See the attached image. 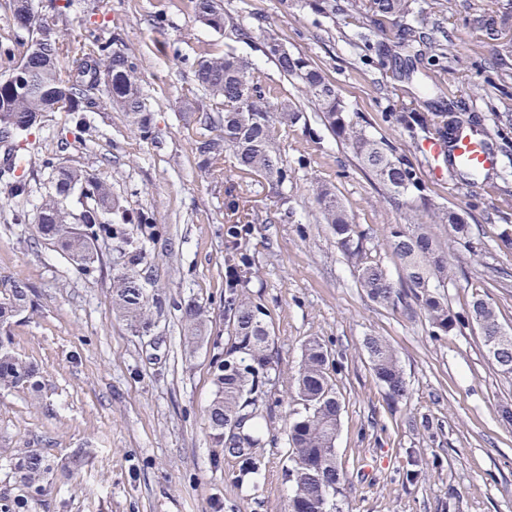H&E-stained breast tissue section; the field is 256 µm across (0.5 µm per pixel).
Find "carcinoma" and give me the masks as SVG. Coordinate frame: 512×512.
<instances>
[{
    "mask_svg": "<svg viewBox=\"0 0 512 512\" xmlns=\"http://www.w3.org/2000/svg\"><path fill=\"white\" fill-rule=\"evenodd\" d=\"M416 0H365L363 6L371 16L398 17L416 20ZM190 8L198 22L215 31L224 29L226 17L219 0H190ZM14 23L33 33L24 57L15 60L8 48H0V126L26 139L43 124L50 113L65 116L79 138L90 139L94 129L86 113L99 107L93 90L101 83L85 77L86 62L92 70L108 81L101 84L111 105L125 112L130 125L144 138L152 135L149 109L139 88L140 62L127 53L111 49L97 30L88 28L73 46L56 28L55 20L34 15L32 0H11ZM509 15H479L474 24L490 41H498L509 25ZM405 48L415 58L444 56L443 44L433 33L407 28ZM264 52L280 71L302 85L306 97L317 107L323 125L352 149L355 157L394 200L407 198L421 187L413 170L396 158L383 140L368 137L345 117V108L336 85L312 62L296 55L273 34L263 42ZM198 86L209 99L218 104L219 114L213 116L197 107L196 122L207 134L196 141L195 151L202 157V166L209 172L221 171L224 155L230 153L237 169L244 175L266 179L279 190L288 184L291 173L275 148V136L297 124L298 110L288 104L273 102L274 91L261 83L243 58L232 52L213 53L202 46L191 63ZM455 123L451 112L415 110L406 123L409 135L416 129L436 127L449 134ZM39 164L52 173V191L37 207L34 223L39 237L63 254L75 269L92 275L100 262L99 241L109 239L119 245L128 244L124 225L130 223L126 210L112 194L108 180L83 169L51 158L21 154L15 161L0 166V185L4 198L20 200L28 196L29 183L16 175L19 166ZM79 190L77 211L64 208L63 200ZM316 202L324 223L336 236L339 246L355 253V225L327 185L316 190ZM459 239L470 234V225L448 212L439 217ZM244 225L233 224L226 229L229 246L224 256V312L232 322L231 344L224 359L217 362L216 391L207 411L208 427L215 438L224 441V430L238 429V434L225 451L243 459L242 471L255 474L260 459L255 449L261 444L253 420L257 417L259 400L265 396L271 365L267 314L258 304L248 300L242 287L241 270L251 268V261L240 246ZM391 247L403 269L400 285H395L385 270L375 264L363 266L358 282L368 296L383 305L405 304L411 299L423 310L437 333H448L455 319L448 309V300L433 288L448 280V255L435 243L423 225L399 226L391 231ZM147 262V252L137 248L127 253V261L112 277V306L135 329L150 325V300L137 268ZM30 307L29 286L20 280L0 291V327ZM183 318L194 329L205 324V310L197 304L182 308ZM469 316L480 330L483 345L496 354L488 359L503 374H512V333L503 334L496 309L476 298L469 307ZM363 347L378 382L392 398L403 397L407 386L398 357L379 336H368ZM328 349L317 339L304 345L303 362L296 377V388L305 407V414L289 423L286 431L291 448L293 494L288 512H315L326 505L329 512H344L341 494L346 474L339 467L335 442L340 427L342 402L330 382ZM27 388L39 392L35 369L16 356L0 341V388ZM15 470L20 473L26 493L0 498V512H27L28 497L42 491V483L51 471L45 457L26 450L18 457Z\"/></svg>",
    "mask_w": 512,
    "mask_h": 512,
    "instance_id": "1",
    "label": "carcinoma"
}]
</instances>
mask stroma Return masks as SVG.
Here are the masks:
<instances>
[{"instance_id": "stroma-1", "label": "stroma", "mask_w": 512, "mask_h": 512, "mask_svg": "<svg viewBox=\"0 0 512 512\" xmlns=\"http://www.w3.org/2000/svg\"><path fill=\"white\" fill-rule=\"evenodd\" d=\"M316 0H223L230 17L258 12L262 31L277 34L289 51L305 55L336 85L348 117L368 136L386 141L415 171L423 195L406 203L360 166L318 118L297 81L264 53L261 33L240 36L196 21L187 0H33L54 14L66 37L97 29L113 50L137 56L140 84L152 115L154 140L144 139L125 113L101 102L88 113L92 140L79 142L60 115H49L28 137L32 153L55 157L105 177L129 210L153 214L152 263L142 274L154 300L148 331L127 325L112 308V275L121 259L102 243L100 273L85 276L38 236L33 217L52 189L49 170L24 172L27 201L0 196V285L20 279L32 288V306L0 329L16 356L39 372L41 392L0 391V494H15L12 465L20 449L36 448L54 473L28 512H287L292 483L285 430L303 413L293 385L307 340L330 351L329 372L342 400L335 443L347 473L349 512H512V375L496 370L468 316L473 299L497 309L512 332V27L491 41L473 16L512 14V0H418L447 38L439 60H411L401 45L403 23L371 18L336 0V11ZM165 22L154 25L156 14ZM233 51L278 101L302 118L277 135L275 146L292 172L283 194L267 181L239 177L232 156L224 174L198 167L202 134L187 105L209 100L185 58L202 45ZM432 102L468 116L498 165L478 181L443 166L429 177L425 132L409 137L403 109ZM330 185L359 233L349 254L324 224L315 201ZM253 216L244 238L252 257L244 295L260 304L273 331L272 367L258 408L263 446L259 473L241 475L239 458L215 443L206 410L213 373L229 342L224 317L225 231L236 217L230 197ZM26 212V223L13 219ZM459 214L470 238L452 241L437 217ZM427 225L448 255L450 276L441 295L455 327L434 335L419 306H383L358 282L366 264H379L392 282L403 277L390 244L393 227ZM209 312L205 333L190 339L181 304ZM379 336L395 350L408 394L391 400L376 380L362 343ZM86 449L80 466L69 462ZM428 465L424 479L408 474L414 461Z\"/></svg>"}]
</instances>
